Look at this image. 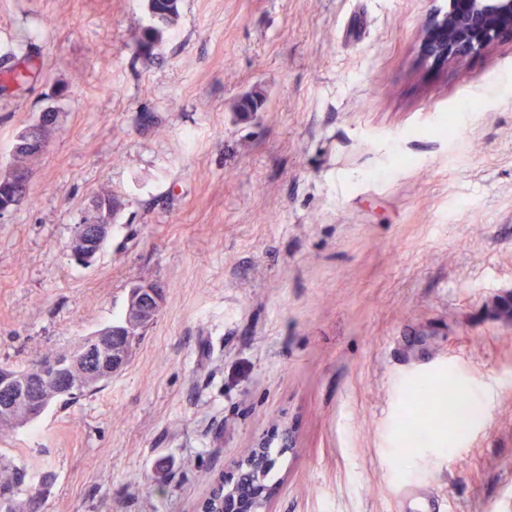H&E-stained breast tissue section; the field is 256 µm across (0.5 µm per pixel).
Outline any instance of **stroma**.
<instances>
[{
	"label": "stroma",
	"mask_w": 512,
	"mask_h": 512,
	"mask_svg": "<svg viewBox=\"0 0 512 512\" xmlns=\"http://www.w3.org/2000/svg\"><path fill=\"white\" fill-rule=\"evenodd\" d=\"M448 0H181L153 54L147 0H0V174L41 112L59 121L0 217V363L26 367L110 324L140 283L158 320L100 392L0 440L41 512H197L261 440L293 448L270 512H512V37L442 66ZM262 91V112L233 106ZM119 201L88 268L67 242ZM454 379L456 435L412 388ZM28 63V54H21L20 57H18V54L11 53L10 56H6L5 59L1 57L0 73L8 77L14 83L22 84L27 80L29 75Z\"/></svg>",
	"instance_id": "1"
}]
</instances>
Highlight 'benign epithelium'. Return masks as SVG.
<instances>
[{
  "instance_id": "benign-epithelium-1",
  "label": "benign epithelium",
  "mask_w": 512,
  "mask_h": 512,
  "mask_svg": "<svg viewBox=\"0 0 512 512\" xmlns=\"http://www.w3.org/2000/svg\"><path fill=\"white\" fill-rule=\"evenodd\" d=\"M512 33V0H448V10L431 17L423 27L420 40L422 56L438 63L462 59L491 47L503 34ZM56 112H42L36 123L24 130L14 146L26 147L41 156L46 144L38 137V128L55 122ZM28 182L0 193V217L25 198ZM112 235V217L93 199L86 215L74 227L69 241L70 257L92 266ZM164 303V289L155 283L137 284L130 291L125 316L76 345L39 362L37 379L40 392L29 393V385L13 368L0 367V420L12 422L40 419L53 405L51 397L76 391L71 375L81 372L90 384L106 382L123 371L133 355L124 344L132 330H144L158 319ZM263 446L251 450L236 465L235 473L224 483V512H242L237 485L242 476L257 465Z\"/></svg>"
}]
</instances>
